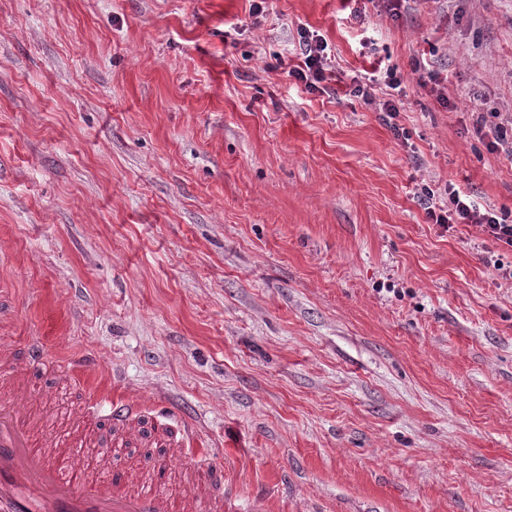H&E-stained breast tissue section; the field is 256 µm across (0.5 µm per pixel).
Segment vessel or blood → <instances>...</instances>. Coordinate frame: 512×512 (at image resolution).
I'll return each mask as SVG.
<instances>
[{"mask_svg":"<svg viewBox=\"0 0 512 512\" xmlns=\"http://www.w3.org/2000/svg\"><path fill=\"white\" fill-rule=\"evenodd\" d=\"M23 359L12 348L0 347V361L8 364L0 379V512H224V466L195 472L181 500L168 494L144 492L121 478L105 483L89 473L83 459L69 466L76 480L66 479L53 461L47 440L37 439L31 418L34 395L27 370L45 356L37 337L27 339ZM108 417L116 432L132 435L143 401L105 397Z\"/></svg>","mask_w":512,"mask_h":512,"instance_id":"vessel-or-blood-1","label":"vessel or blood"}]
</instances>
